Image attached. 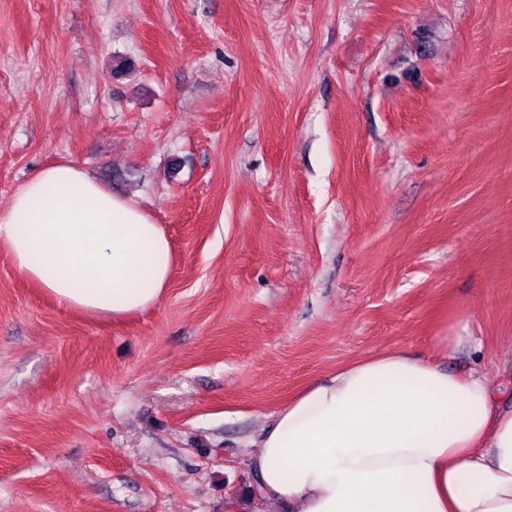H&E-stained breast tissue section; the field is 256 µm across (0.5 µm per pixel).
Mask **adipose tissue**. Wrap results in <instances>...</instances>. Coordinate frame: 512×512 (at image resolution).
Listing matches in <instances>:
<instances>
[{
	"label": "adipose tissue",
	"instance_id": "1",
	"mask_svg": "<svg viewBox=\"0 0 512 512\" xmlns=\"http://www.w3.org/2000/svg\"><path fill=\"white\" fill-rule=\"evenodd\" d=\"M0 247L61 310L115 321L159 303L173 268L163 226L71 162L19 186ZM462 345L390 349L299 390L251 457L257 512H512V409L438 365Z\"/></svg>",
	"mask_w": 512,
	"mask_h": 512
}]
</instances>
